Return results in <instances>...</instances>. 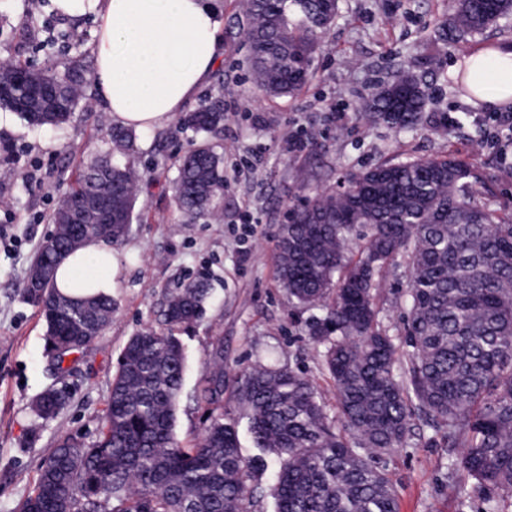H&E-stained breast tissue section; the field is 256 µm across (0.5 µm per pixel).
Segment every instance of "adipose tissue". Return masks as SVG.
<instances>
[{
  "label": "adipose tissue",
  "instance_id": "1",
  "mask_svg": "<svg viewBox=\"0 0 512 512\" xmlns=\"http://www.w3.org/2000/svg\"><path fill=\"white\" fill-rule=\"evenodd\" d=\"M100 17L94 48L95 86L115 124L156 130L174 120L209 81L224 45L214 0H88ZM467 79L470 103L496 107L512 101V46L492 45L450 68ZM111 248L87 239L54 274L63 294L111 293L116 273Z\"/></svg>",
  "mask_w": 512,
  "mask_h": 512
}]
</instances>
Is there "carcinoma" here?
<instances>
[{"label": "carcinoma", "mask_w": 512, "mask_h": 512, "mask_svg": "<svg viewBox=\"0 0 512 512\" xmlns=\"http://www.w3.org/2000/svg\"><path fill=\"white\" fill-rule=\"evenodd\" d=\"M325 0H241L254 84L269 97L298 93L335 15ZM444 26L457 36L483 32L512 12V0H448ZM57 112L0 93V109L37 127L68 124L90 83L88 70L46 67ZM224 80L182 118L199 135L177 163L175 201L190 218L213 216L224 197ZM426 95L409 74L368 96L366 120L399 130L422 122ZM136 136L114 128L110 146L86 163L59 206L87 198L112 204V223H89L83 237L118 245L132 224L141 175ZM477 175L448 155L385 161L317 191L291 210L278 239L280 286L315 309L308 330L323 349L342 426L329 420L311 381L287 368L257 364L241 372L233 397L249 419L255 447L279 467L270 488L275 512H397L395 490L375 459L404 447L416 412L448 448L450 466L484 491L485 512L512 500V215L479 204ZM75 224L60 225L34 266L54 271L71 252ZM357 252H352V248ZM407 270L404 375L397 347L379 327L377 287L387 267ZM211 288L198 277L167 298L166 330L145 327L124 346L98 438L66 437L40 468L18 512H252L254 459L243 455L235 423L224 418V371L203 379L198 399L208 417L197 442L174 436L184 355L175 331L200 321ZM46 324L48 342L66 358L107 327L112 297L74 299L52 281L24 284ZM65 395L50 389L36 416L53 418Z\"/></svg>", "instance_id": "1"}]
</instances>
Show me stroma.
Returning a JSON list of instances; mask_svg holds the SVG:
<instances>
[{
    "instance_id": "stroma-1",
    "label": "stroma",
    "mask_w": 512,
    "mask_h": 512,
    "mask_svg": "<svg viewBox=\"0 0 512 512\" xmlns=\"http://www.w3.org/2000/svg\"><path fill=\"white\" fill-rule=\"evenodd\" d=\"M0 63L33 68L94 61L99 18L72 22L45 4L26 23L22 0H0ZM219 35L224 56V206L218 217L189 219L174 202L177 159L191 131L171 122L161 132H138L136 165L143 181L131 230L115 247L118 272L111 323L72 363L58 371L46 326L23 295L37 251L53 231L49 216L71 188L78 165L105 146L112 115L95 88H87L72 122L58 130L29 127L16 113H0V512H16L33 490L42 462L68 436L93 442L98 434L119 354L138 330L162 329L168 294L204 273L211 298L204 318L180 330L185 378L174 434L185 446L200 434L206 411L196 396L202 378L224 372L225 388L255 363L304 372L333 422H340L333 382L307 341L312 310L289 301L279 283L276 241L288 208L302 196L304 169L314 188L337 187L345 176L388 159L453 155L485 177L479 202L512 212V132L486 110L475 109L448 78L461 56L490 43L512 44V14L483 33H443L448 0H340V9L315 53L314 77L295 97L270 99L253 84L236 30L239 0H221ZM415 75L428 103L413 132L368 124L364 98ZM304 139L302 151L288 149ZM403 265L384 274L379 324L403 345ZM69 401L56 417L36 422L33 406L50 388ZM405 447L380 465L398 494V512H483L484 497L448 469V451L423 418L413 420Z\"/></svg>"
}]
</instances>
